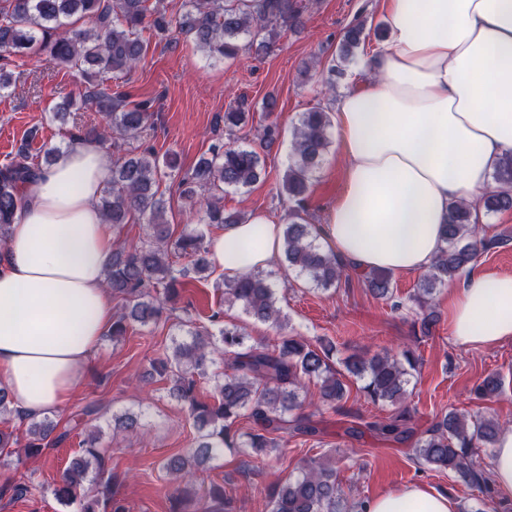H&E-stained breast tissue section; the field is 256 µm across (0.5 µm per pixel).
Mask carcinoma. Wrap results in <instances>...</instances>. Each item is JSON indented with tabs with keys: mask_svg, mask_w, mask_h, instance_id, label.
I'll use <instances>...</instances> for the list:
<instances>
[{
	"mask_svg": "<svg viewBox=\"0 0 512 512\" xmlns=\"http://www.w3.org/2000/svg\"><path fill=\"white\" fill-rule=\"evenodd\" d=\"M186 10L169 18L165 8L148 0H0V91L13 84L10 57L33 49L47 54L49 61L65 69H76L84 77V88L52 107V119L62 124L84 106H92L108 119V129L91 128L71 134V141L94 139L100 143L116 135L133 148L114 158L112 177L104 190L101 209L105 221L116 230L137 216L146 224L145 237L134 244L116 238L105 274V286L115 296L128 301L125 311L112 323L110 335L117 340L129 326H147L158 320L163 302L172 300L184 286L189 272L202 274L210 269L205 234L194 227L175 233L165 216V201L158 196L162 169L176 167V159L159 157L150 147L139 145L152 127L154 112L150 101H127L112 93L108 76L129 73L143 58L144 45L138 31L151 27L160 37L170 30L193 39L207 57L231 60L243 50L239 39L249 37L248 45L268 50L278 29L302 24L301 8L295 0H185ZM86 19L90 26L78 25ZM364 40V23L345 32L330 71L344 74L354 51ZM251 110L246 99L224 113L228 133L246 123ZM330 120L324 108L303 113L294 131L292 161L283 175L281 191L300 205L308 190L310 175L320 165L329 145ZM40 166L30 162L29 141L17 149L15 157L0 167V245L6 244L10 225L23 207V188L32 181ZM262 156L248 145L227 147L219 142L203 154L191 174L181 182V195L190 209L204 212L206 224H244L241 215H225L221 205L224 190H241L256 183L262 173ZM498 190L478 204L452 205L444 225V245L416 285L411 300L419 310L415 325L422 336L432 333L437 317L431 305L438 288L459 276L481 249L503 243V239L477 237L475 214L512 210V151L501 156L494 172ZM281 248L287 266L298 270L317 290L327 291L341 281L345 264L318 242L314 225L305 223L297 209L288 214L281 227ZM187 257L192 268L177 269L171 256ZM361 278L376 297L395 300L392 273L364 271ZM225 300L238 305L254 320L282 331L288 319L278 305L275 284L261 271L243 273L224 283ZM189 342L175 344L172 356L153 362L152 369L170 381L169 393L188 409L198 431L194 448L186 455H175L162 468L176 483V512H197L195 505L197 473L212 457L228 448L245 455H266L278 449L283 434L316 436L319 428L303 413L307 393L305 383L318 386L316 408L342 409L347 399L344 382L349 375L362 382L361 390L374 404L395 407L384 421L367 422L364 428L351 426L352 437L368 429L397 443L415 436L412 416L404 406L408 387L418 368V358L409 348L370 358L352 356L336 367V348L326 340L311 341L298 334H283L274 348L251 340L237 324H226L213 333L206 327L188 330ZM224 364V372L211 376V399L199 397L200 378L208 369ZM505 380L499 373L481 379L476 393L483 399L501 395ZM248 417L257 429L241 434L232 425ZM58 422L45 416L31 419L26 442L18 443L13 433L0 430V447L23 448L27 455H41L50 446L70 438L68 428L57 431ZM499 423L486 416H472L454 409L443 414L419 437L413 449L419 464L438 472L451 471L464 484L484 495L483 508L476 512H497L490 479L476 461L477 450L495 443ZM97 428L79 442L81 454L73 459L54 484L51 494L64 508L74 512H128L126 503L112 496V470L101 448ZM269 512H366L365 502L347 506L337 483L336 461L323 456L305 463L300 473L267 489Z\"/></svg>",
	"mask_w": 512,
	"mask_h": 512,
	"instance_id": "carcinoma-1",
	"label": "carcinoma"
}]
</instances>
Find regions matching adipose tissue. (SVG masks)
<instances>
[{"mask_svg": "<svg viewBox=\"0 0 512 512\" xmlns=\"http://www.w3.org/2000/svg\"><path fill=\"white\" fill-rule=\"evenodd\" d=\"M389 38L373 54L377 80L343 94L336 132L344 184L323 239L362 270L427 268L452 203L492 191L512 151V0H387ZM112 156L78 141L24 188L25 205L0 249V389L16 411L61 408L113 321L104 287L115 231L101 214ZM280 227L256 215L209 244L226 277L270 266ZM454 342L512 341V274L472 266L449 290ZM367 512H459L448 494L413 483Z\"/></svg>", "mask_w": 512, "mask_h": 512, "instance_id": "ef3b65f1", "label": "adipose tissue"}]
</instances>
